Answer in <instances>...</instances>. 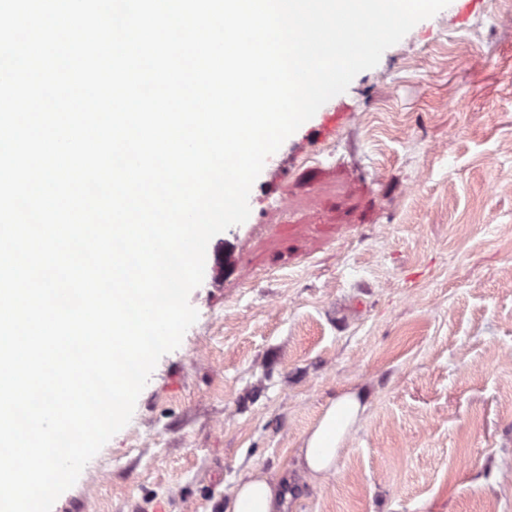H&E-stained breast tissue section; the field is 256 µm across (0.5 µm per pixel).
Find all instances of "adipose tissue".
<instances>
[{
	"label": "adipose tissue",
	"mask_w": 512,
	"mask_h": 512,
	"mask_svg": "<svg viewBox=\"0 0 512 512\" xmlns=\"http://www.w3.org/2000/svg\"><path fill=\"white\" fill-rule=\"evenodd\" d=\"M366 406V395L359 391L342 394L332 402L299 450L300 467L318 478L335 470L342 436ZM279 507L276 482L254 471L240 478L226 512H279Z\"/></svg>",
	"instance_id": "1"
}]
</instances>
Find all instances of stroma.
I'll list each match as a JSON object with an SVG mask.
<instances>
[{
    "mask_svg": "<svg viewBox=\"0 0 512 512\" xmlns=\"http://www.w3.org/2000/svg\"><path fill=\"white\" fill-rule=\"evenodd\" d=\"M272 154L198 312L52 512H512V0H450ZM279 221L267 223V213ZM336 470L296 465L342 393ZM279 507L277 483L254 471L240 478L226 512H280Z\"/></svg>",
    "mask_w": 512,
    "mask_h": 512,
    "instance_id": "stroma-1",
    "label": "stroma"
}]
</instances>
